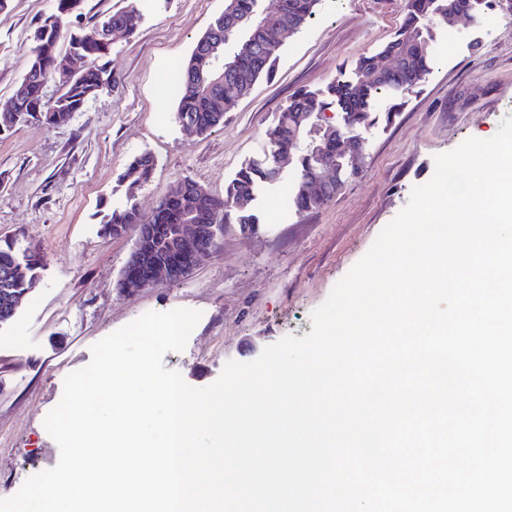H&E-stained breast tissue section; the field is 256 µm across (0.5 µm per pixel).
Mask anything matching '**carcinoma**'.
<instances>
[{"instance_id": "obj_1", "label": "carcinoma", "mask_w": 512, "mask_h": 512, "mask_svg": "<svg viewBox=\"0 0 512 512\" xmlns=\"http://www.w3.org/2000/svg\"><path fill=\"white\" fill-rule=\"evenodd\" d=\"M261 0H228L230 8L243 23L228 27L224 15H219L203 33L218 29L224 35V44L234 46L231 55L225 57L224 107L212 104L201 89L191 80L192 72L207 66L202 57L190 52L179 71V92L176 116L179 123H188L204 134L224 124V113L229 111L242 97L250 93L258 79L270 75L282 52V45L273 32L264 36V51L250 52L247 43L256 35L255 26L262 10ZM289 22L300 31L315 15L319 0H288ZM86 0H55L54 10L46 16L34 31L33 45L27 50V69L22 78L26 85L23 95L13 92L0 97V115L12 112L16 120L0 125V133L31 120L48 126L68 122L71 115L81 111L85 102L94 96L103 85L104 65L111 45L105 36L110 27L120 26L133 32L139 25L141 15L134 3L107 14L94 23L89 31L73 33L72 18L83 15ZM487 0H405L403 22L394 37L378 52L361 57L355 64L349 80L339 79L319 91H301L294 95L266 130L270 147H283L293 152L297 149L306 127L321 120L325 111L336 107L341 124L345 128H357L370 118L372 102L387 91L402 92L419 84L431 70L428 52L429 25L450 23L453 11L466 7L472 16H477ZM86 59V66L77 73L72 72L69 60L72 55ZM383 56L399 59V68L387 75L377 72V61ZM47 73L51 81L58 84L57 94L48 97L45 88L36 81L38 75ZM321 153L336 167V174L350 167L345 150V141L329 139L320 144ZM314 145H309L299 158V174L294 182L292 199L300 212L317 210L335 194L339 181L326 185L321 194L305 193V179L316 165ZM154 159L149 154L135 158L120 175V181L128 183L129 194L125 206L109 209L100 221V231L106 237L128 233L140 224L149 225L154 233L165 236L167 224L178 222L180 198L196 190L197 183L180 179L173 182L167 195L158 201L154 209L143 213L135 199V190L147 183L153 173ZM275 178L271 168L249 162L242 166L226 184L224 197L206 196L195 215L197 224L216 225V234H222L224 225L234 223L248 229L256 223L250 210L252 197L259 184ZM41 258L32 252L19 257L13 239L0 238V307L13 294L29 293L40 281Z\"/></svg>"}]
</instances>
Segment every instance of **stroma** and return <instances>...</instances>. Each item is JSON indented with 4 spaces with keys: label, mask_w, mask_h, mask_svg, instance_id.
Listing matches in <instances>:
<instances>
[{
    "label": "stroma",
    "mask_w": 512,
    "mask_h": 512,
    "mask_svg": "<svg viewBox=\"0 0 512 512\" xmlns=\"http://www.w3.org/2000/svg\"><path fill=\"white\" fill-rule=\"evenodd\" d=\"M54 0H11L0 11V96L23 77L30 37ZM135 32L112 36L110 77L67 124L27 123L0 134V237L19 255L42 257L41 281L0 326V498L60 457L44 419L64 380L92 360L93 344L148 311L178 308L201 318L165 368L204 388L226 362H250L283 337L312 330L311 314L368 252L381 230L428 183L436 155L471 137H493L512 117V10L490 0L475 19L430 30L432 70L415 89L382 94L356 129L363 159L335 197L298 213L282 198L299 165L289 158L252 202L255 229L228 224L209 257L186 277L131 293L117 281L133 234L99 232L101 213L122 206L118 176L136 157L155 159L137 189L151 212L172 183L190 179L212 194L245 163L271 164L265 131L289 97L326 88L392 39L404 0H320L313 19L288 38L271 78L256 82L224 116L223 127L187 132L175 116L170 74L224 10V0H138ZM401 109L393 121L384 112Z\"/></svg>",
    "instance_id": "35a3bbf8"
}]
</instances>
